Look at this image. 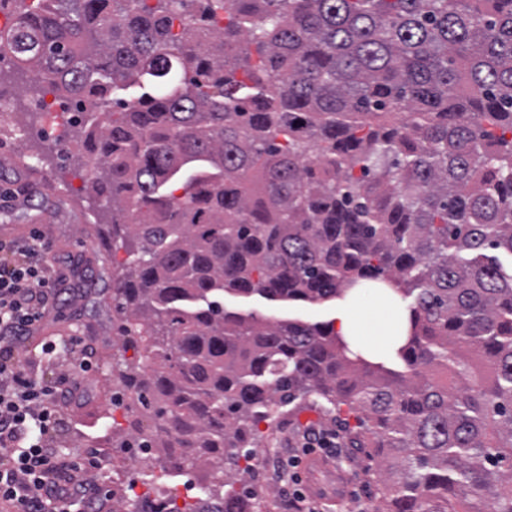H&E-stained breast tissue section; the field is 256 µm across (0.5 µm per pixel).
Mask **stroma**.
I'll return each instance as SVG.
<instances>
[{
	"mask_svg": "<svg viewBox=\"0 0 512 512\" xmlns=\"http://www.w3.org/2000/svg\"><path fill=\"white\" fill-rule=\"evenodd\" d=\"M25 75L8 63L0 64V100L16 112L25 131L23 140H15L10 129L0 128V173L7 188L37 186L34 201H0V227L17 225L33 228L49 225L57 263L72 270L73 291L63 294L62 312L48 320L53 339L63 343L75 336L83 337L92 354L93 369L79 382L75 395L62 405L65 429L57 439L60 448L99 449L107 463L100 472L103 488L111 490L113 512H132L138 494L149 487L151 475L162 474L164 460L154 467L137 463L129 449L112 445V400L118 389L112 383L113 353L120 343L112 330V301L107 295L112 283V258L105 247L87 253L86 240L94 237L96 227L112 221V209L103 201L88 198L80 176L83 164L73 157H62L50 129L53 118L33 108L21 95ZM92 287H85V280ZM226 309L243 314L255 313L279 319L299 318L325 322L333 303L287 306L257 296L225 295ZM124 351V350H121ZM127 359H136L135 350L124 351ZM313 425L341 429L342 419L326 412L313 399L281 406L261 423L260 445L284 448L289 441ZM337 469L350 475L349 506L364 503L377 506L373 483V463L360 453L339 454Z\"/></svg>",
	"mask_w": 512,
	"mask_h": 512,
	"instance_id": "35a3bbf8",
	"label": "stroma"
}]
</instances>
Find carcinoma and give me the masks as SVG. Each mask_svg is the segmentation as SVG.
Returning a JSON list of instances; mask_svg holds the SVG:
<instances>
[{"label":"carcinoma","instance_id":"cac0c4a2","mask_svg":"<svg viewBox=\"0 0 512 512\" xmlns=\"http://www.w3.org/2000/svg\"><path fill=\"white\" fill-rule=\"evenodd\" d=\"M13 2L0 57L71 101L126 253L125 447L213 467L167 512H257L224 461L309 395L361 413L378 512H512V0ZM361 280L410 301L377 362L328 323L224 308Z\"/></svg>","mask_w":512,"mask_h":512}]
</instances>
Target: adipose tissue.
<instances>
[{
  "mask_svg": "<svg viewBox=\"0 0 512 512\" xmlns=\"http://www.w3.org/2000/svg\"><path fill=\"white\" fill-rule=\"evenodd\" d=\"M375 295L378 308L383 313L379 341H371L366 336L362 319L363 301L339 304L330 318L336 333L348 342L354 352L379 353L380 349L391 346L407 333L408 311L400 308L383 290H376Z\"/></svg>",
  "mask_w": 512,
  "mask_h": 512,
  "instance_id": "adipose-tissue-1",
  "label": "adipose tissue"
}]
</instances>
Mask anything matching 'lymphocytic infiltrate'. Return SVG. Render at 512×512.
Listing matches in <instances>:
<instances>
[{
	"label": "lymphocytic infiltrate",
	"mask_w": 512,
	"mask_h": 512,
	"mask_svg": "<svg viewBox=\"0 0 512 512\" xmlns=\"http://www.w3.org/2000/svg\"><path fill=\"white\" fill-rule=\"evenodd\" d=\"M69 270L52 258V244L38 228L27 236L0 238V512H100L102 500L92 476L99 449L63 451L54 439L62 426L59 405L92 367L81 355L69 358L48 339L39 356L21 341L59 310ZM62 363L55 382L39 373L40 363ZM339 452L335 430L305 429L297 446L274 466L284 482L292 512H321L308 498L298 469L304 456Z\"/></svg>",
	"instance_id": "lymphocytic-infiltrate-1"
}]
</instances>
